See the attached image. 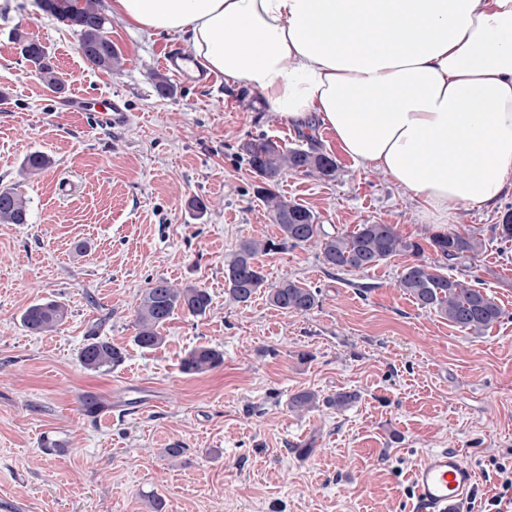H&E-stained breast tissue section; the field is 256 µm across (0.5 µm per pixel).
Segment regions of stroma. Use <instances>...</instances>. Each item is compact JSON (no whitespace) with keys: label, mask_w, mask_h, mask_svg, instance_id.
Here are the masks:
<instances>
[{"label":"stroma","mask_w":512,"mask_h":512,"mask_svg":"<svg viewBox=\"0 0 512 512\" xmlns=\"http://www.w3.org/2000/svg\"><path fill=\"white\" fill-rule=\"evenodd\" d=\"M98 5L117 73L89 64L37 0H0V189L17 188L29 207L27 223L0 224V512H409L407 473L440 448L473 467L476 502L498 493L493 464H512V242L492 227L512 212V193L435 224L316 128L335 180L287 173L277 192L330 232L394 224L422 243L448 226L478 232L471 274L505 315L483 334L462 331L400 291L408 256L337 271L309 247L259 262L269 283L318 290L314 310L286 314L262 293L235 302L225 265L242 240L278 235L242 145L263 135L295 148L304 138L260 93L220 78L158 96L151 75L168 39L129 30L111 0ZM18 30L46 48L63 94L22 58ZM115 97L127 105L119 116L107 111ZM34 151L52 164L23 173ZM196 198L205 213L191 207ZM159 277L207 289L212 304L199 317L176 313L164 344L143 349L135 310ZM44 300L68 315L34 336L20 316ZM93 334L123 349L121 365H80ZM208 343L223 365L183 373L185 354ZM304 390L360 398L299 414L289 401ZM88 395L102 414L84 412Z\"/></svg>","instance_id":"1"}]
</instances>
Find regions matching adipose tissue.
Returning a JSON list of instances; mask_svg holds the SVG:
<instances>
[{"instance_id": "adipose-tissue-1", "label": "adipose tissue", "mask_w": 512, "mask_h": 512, "mask_svg": "<svg viewBox=\"0 0 512 512\" xmlns=\"http://www.w3.org/2000/svg\"><path fill=\"white\" fill-rule=\"evenodd\" d=\"M129 29L185 41L192 69L317 118L421 214L512 192V0H112Z\"/></svg>"}]
</instances>
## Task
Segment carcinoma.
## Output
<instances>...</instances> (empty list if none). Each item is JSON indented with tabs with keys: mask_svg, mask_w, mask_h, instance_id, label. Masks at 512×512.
<instances>
[{
	"mask_svg": "<svg viewBox=\"0 0 512 512\" xmlns=\"http://www.w3.org/2000/svg\"><path fill=\"white\" fill-rule=\"evenodd\" d=\"M43 11L70 27L78 37V47L86 61L111 72H118L122 63L112 42L105 38L108 19L96 0H40ZM15 42L22 57L30 63L43 83L53 92L61 93L64 83L45 47L15 32ZM152 81L157 94L168 98L174 86L167 75L156 72ZM248 162L262 180L258 193L269 210L271 221L278 227L277 240L245 239L224 271L227 293L238 303H248L260 291L267 293L270 305L288 314H307L319 305L318 291L294 280H282L267 285L263 268L258 263L261 253L275 248L314 244L319 247L324 265L336 270H365L388 258L407 255L413 262L405 265L399 277V287L417 305L448 319V323L472 334H480L503 317V309L475 281L464 276L444 274L441 269L464 267L482 252L484 240L476 232L449 231L432 235L428 241L433 264L423 259L422 243L403 236L394 224H359L352 231L330 233L318 223V217L306 206L291 201L273 190L281 176L288 172L315 176L321 180L336 179L337 164L329 155L311 145L284 149L267 138H253L243 144ZM27 202L13 188L0 189V223L25 224ZM211 305V295L195 285L178 287L165 278L150 283L135 310L134 342L142 349L160 347L164 328L176 312L200 316ZM68 314L64 303L56 300L39 302L27 307L21 315L24 329L32 335H43L62 324ZM124 351L110 341L88 338L79 351L80 365L94 372L107 371L124 360ZM224 363V353L210 345H198L181 360L187 374L213 370ZM358 399L354 391H338L324 398L313 391H301L290 399V408L309 411L324 403L338 410L349 407Z\"/></svg>",
	"mask_w": 512,
	"mask_h": 512,
	"instance_id": "carcinoma-1",
	"label": "carcinoma"
}]
</instances>
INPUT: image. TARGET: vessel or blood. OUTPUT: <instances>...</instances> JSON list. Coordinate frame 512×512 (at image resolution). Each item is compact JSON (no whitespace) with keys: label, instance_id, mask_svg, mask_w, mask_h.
Masks as SVG:
<instances>
[{"label":"vessel or blood","instance_id":"b4317fda","mask_svg":"<svg viewBox=\"0 0 512 512\" xmlns=\"http://www.w3.org/2000/svg\"><path fill=\"white\" fill-rule=\"evenodd\" d=\"M409 479L412 512H456L473 488L475 473L459 453L443 448L414 465Z\"/></svg>","mask_w":512,"mask_h":512}]
</instances>
